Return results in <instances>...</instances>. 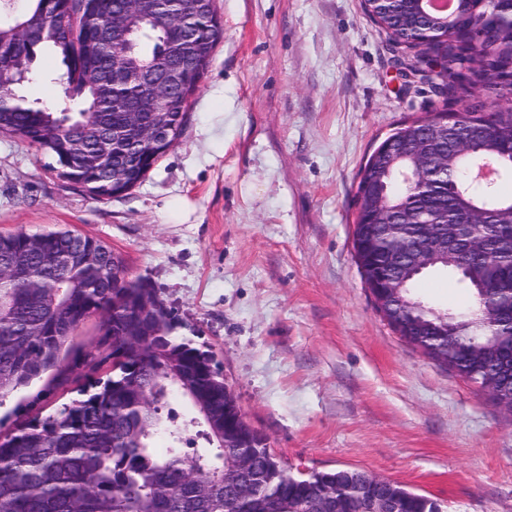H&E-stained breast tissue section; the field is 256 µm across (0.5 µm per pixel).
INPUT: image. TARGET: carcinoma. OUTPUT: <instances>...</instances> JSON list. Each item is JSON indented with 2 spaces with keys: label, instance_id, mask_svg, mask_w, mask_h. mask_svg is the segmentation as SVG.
I'll use <instances>...</instances> for the list:
<instances>
[{
  "label": "carcinoma",
  "instance_id": "carcinoma-1",
  "mask_svg": "<svg viewBox=\"0 0 512 512\" xmlns=\"http://www.w3.org/2000/svg\"><path fill=\"white\" fill-rule=\"evenodd\" d=\"M25 11H14L0 0V86L8 97L0 106V134L35 146L56 163L57 176L83 185L99 200L112 198L102 175L87 167L82 153L96 152L109 142L111 163L126 162L129 144L112 141V131L127 120L126 108L137 94L131 85L112 92L107 75L119 66L135 71L157 61L165 51L168 32L161 21L176 15L191 32L182 71L184 81L163 104L169 117L166 138L182 135L187 101L209 66L224 29L217 24L214 0H145L131 15L136 29L129 51L105 48L99 29L124 0H88L77 11V0H25ZM497 5L464 0L454 19L438 16L435 28L447 26L456 37L436 46L448 59L447 68L432 78V90L443 101L465 104L460 119L444 128L447 110L401 125L391 137L406 144L405 153H429L446 170L441 204L448 213L481 208L483 220L462 234L457 224H433L432 233L448 240L440 254L421 272L406 269L408 257L388 239L382 224L363 223L357 211L353 237L355 258L363 259L365 283L383 284L402 275L406 290L386 296L383 311L398 313L426 331L425 354L460 373L476 371L481 379H497L499 401L512 399V349L494 333L483 315L484 299L504 307L512 298V194L499 189L502 176L512 175V156L501 145L512 140V107L485 112L482 96L506 90L512 74V21L480 22ZM370 18L389 36L392 59L407 78L417 77L407 56L408 40L422 21L413 0H402L392 11L374 6ZM35 18L62 30L55 41L34 39L25 53V78L16 76L5 49L16 41L20 19ZM476 38L483 60L475 64L458 43ZM46 46L66 67L65 95L70 104L53 108L29 103L22 86L45 74L33 61ZM96 80L85 82V73ZM409 164L401 155L372 154L360 173L356 197L362 202L378 175L385 191L382 211L406 226L404 238L419 243L417 224L435 203L403 187L400 171ZM491 246L487 265L466 266L464 236ZM432 273L461 285L469 294L462 314L439 313L416 305L417 280ZM91 316L100 318L97 347L109 353L97 358L74 347L73 336ZM178 323L148 284L127 278L123 260L98 238L69 229L39 233L17 231L0 235V399L48 373L57 381L74 368L112 363V371L85 391L84 398L55 412L20 421L0 434V512H309L330 505L333 512H362L364 503L344 489L368 483V495L398 498L399 512H440L433 499L383 479L369 481L359 470L289 473L257 432L242 452L253 456L244 474L235 457L224 458V430L237 431L238 410L224 405V377L210 351L175 335ZM165 439V453L157 450Z\"/></svg>",
  "mask_w": 512,
  "mask_h": 512
}]
</instances>
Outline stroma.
<instances>
[{
    "label": "stroma",
    "mask_w": 512,
    "mask_h": 512,
    "mask_svg": "<svg viewBox=\"0 0 512 512\" xmlns=\"http://www.w3.org/2000/svg\"><path fill=\"white\" fill-rule=\"evenodd\" d=\"M224 36L182 136L145 179L97 200L35 147L0 136V234L68 228L103 240L129 279L156 288L177 332L209 348L246 421L291 473L361 470L441 512H512V415L408 343L376 308L353 251L355 193L372 151L440 111L408 86L362 0H215ZM27 99H64L58 58ZM176 197L194 206L171 224ZM456 311L467 291L417 288ZM106 368L33 380L0 401V424L79 398Z\"/></svg>",
    "instance_id": "obj_1"
}]
</instances>
